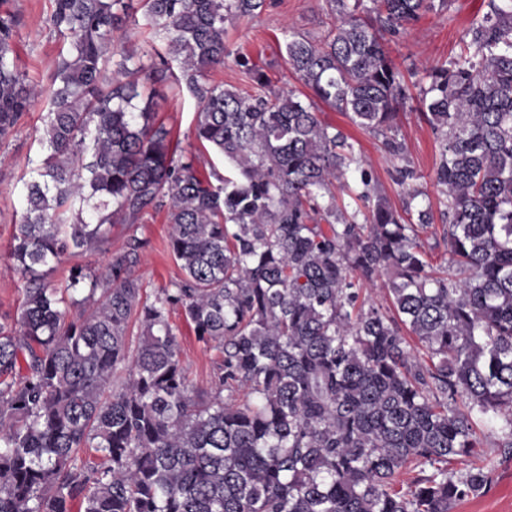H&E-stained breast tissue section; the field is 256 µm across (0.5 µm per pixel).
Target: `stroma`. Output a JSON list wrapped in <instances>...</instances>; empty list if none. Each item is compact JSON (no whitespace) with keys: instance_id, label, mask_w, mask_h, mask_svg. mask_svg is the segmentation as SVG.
Segmentation results:
<instances>
[{"instance_id":"stroma-1","label":"stroma","mask_w":512,"mask_h":512,"mask_svg":"<svg viewBox=\"0 0 512 512\" xmlns=\"http://www.w3.org/2000/svg\"><path fill=\"white\" fill-rule=\"evenodd\" d=\"M487 0H449L445 9L423 16L390 43L393 61L412 69L416 77H423L426 69L441 65L448 56L460 49V39L471 22L487 10ZM6 6L21 20L15 36V49L19 63L29 78L47 85L57 57L67 51L69 44L49 27L47 20L53 10L52 0H7ZM334 23V15L326 0H268L258 16L228 21L224 25V39L232 55L224 61L222 71L215 80L242 92H251L252 81L237 61L245 55L264 72L270 90L278 92L292 89L302 91L303 85L287 70L285 42L287 32L311 40L323 37ZM156 110L158 118L171 128L180 147L194 141L197 101L184 88L171 83L157 84ZM46 101H38L26 112L9 137L0 142V323H15L20 315L19 303L25 287L22 276L13 268L10 257L15 226L24 208L23 183L28 178L30 159L42 154L40 142L42 117L47 110ZM322 119L341 129L357 143L381 195L395 208H402L404 189L395 181L396 160L381 148L371 135L354 125L349 117L331 108H323ZM397 135L405 146V161L413 167L419 178L417 187L426 194L431 222L420 234L430 250L433 265L440 266L449 258L443 239L446 220L440 203L441 194L434 184V173L439 160V146L429 124L420 115L418 99L408 100L398 119ZM169 226L161 212H149L132 224L112 227V239L107 251L66 253L56 264L49 279L62 282L74 266L104 269L108 252L121 250L129 238L142 241L140 260L135 267L144 294L155 297L159 289L173 287L180 281L182 271L168 248ZM170 321L177 329L181 357L194 385L209 382L220 353L205 348L199 342L193 327L180 310H172ZM496 437L485 442L486 451L497 462L493 483L482 496L458 502L452 512H512V455L501 454Z\"/></svg>"}]
</instances>
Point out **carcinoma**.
Here are the masks:
<instances>
[{
  "instance_id": "cac0c4a2",
  "label": "carcinoma",
  "mask_w": 512,
  "mask_h": 512,
  "mask_svg": "<svg viewBox=\"0 0 512 512\" xmlns=\"http://www.w3.org/2000/svg\"><path fill=\"white\" fill-rule=\"evenodd\" d=\"M53 2L70 48L47 87L20 67L19 19L0 11V139L48 101L13 236L20 316L0 323V512H451L483 495L486 435L512 454V0H488L420 88L440 145L441 271L420 241L429 209H394L317 103L403 158L409 86L387 44L448 0H328L323 41L286 40L303 98L267 91L244 56L256 91L213 80L231 55L224 23L266 0H142L163 54L128 47L129 0ZM138 74L185 83L194 138L228 175L213 182L178 153ZM397 173L423 195L411 167ZM149 210L165 212L183 271L154 299L133 275L136 238L60 287L37 270L101 250ZM384 274L389 306L367 294ZM74 306L86 312L65 321ZM175 307L221 353L207 387L189 380Z\"/></svg>"
}]
</instances>
